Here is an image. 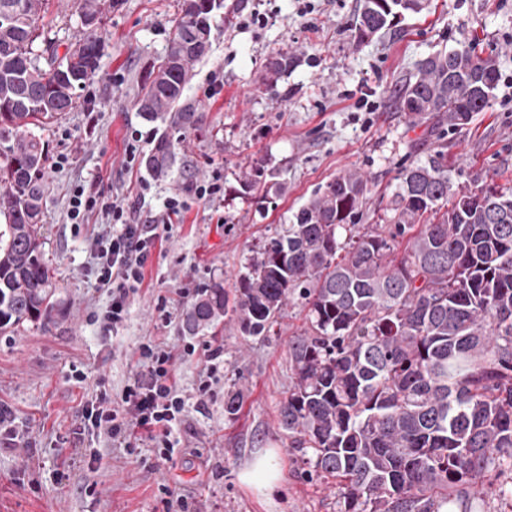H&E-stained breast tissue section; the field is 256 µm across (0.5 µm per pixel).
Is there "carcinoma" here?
Listing matches in <instances>:
<instances>
[{
    "label": "carcinoma",
    "mask_w": 512,
    "mask_h": 512,
    "mask_svg": "<svg viewBox=\"0 0 512 512\" xmlns=\"http://www.w3.org/2000/svg\"><path fill=\"white\" fill-rule=\"evenodd\" d=\"M47 0H0V331L46 326L55 288L41 252L47 153L40 132L77 105L101 52L97 23L114 0H74L94 25L59 53L41 27ZM223 0H183L166 55L137 97L141 116L179 128L203 115L181 105L192 67L212 46ZM427 0H360L362 45L420 13ZM294 63L272 56L266 84ZM492 57L470 46L418 65L403 108L459 127L483 111L496 86ZM176 155L160 135L144 158L166 178ZM255 167L244 191L263 188ZM366 181L348 173L318 190L295 222L275 229L247 259L235 288L206 285L190 304L191 336L228 319L268 338L283 306L307 310L288 341L292 382L278 425L310 480H334L336 512H471L470 497L512 499V194L491 184L451 192L444 151L402 173L392 223L355 232ZM244 391L224 395L237 418Z\"/></svg>",
    "instance_id": "obj_1"
}]
</instances>
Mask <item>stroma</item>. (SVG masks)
Instances as JSON below:
<instances>
[{
	"label": "stroma",
	"mask_w": 512,
	"mask_h": 512,
	"mask_svg": "<svg viewBox=\"0 0 512 512\" xmlns=\"http://www.w3.org/2000/svg\"><path fill=\"white\" fill-rule=\"evenodd\" d=\"M182 0H118L103 15L102 56L80 104L43 131L48 145L44 179L43 252L56 287L55 322L0 333V407L29 438L25 448L0 449V512H336L334 490L301 473L278 427V402L291 383L288 341L305 312L284 305L271 339L241 336L221 322L217 335H198L196 352L175 371L194 396L206 366L203 345L223 349L224 368L205 405H189L170 440L172 461L156 444L135 453L110 447L105 437L80 431L84 404L105 383L119 393L135 365L136 346L155 336L175 349L186 342L189 303L178 290L199 291L214 281L233 288L245 259L310 196L348 172L368 182L362 227L389 223L390 204L406 167L426 165L447 143L453 192L475 180L512 191V0H430L397 29L356 45L350 32L359 0H224L236 15L217 25L207 57L193 66L183 101L204 115L201 128L175 130L174 173L154 179L125 168L126 140L150 149L164 127L144 120L135 101L152 67L163 58ZM263 25L241 26L249 16ZM472 45L494 58L499 79L488 106L444 136L404 112L399 97L419 63L440 50ZM296 62L272 87L263 77L271 56ZM222 71L224 84L209 76ZM273 173L267 194L244 192L239 177L254 165ZM220 178L224 194L198 199L193 188ZM116 196L149 224L179 196L181 215L162 250L153 251L145 280L126 319L106 330L92 319L111 301L99 288L90 247L105 219L68 224L65 211L76 186ZM166 299L170 325L156 305ZM246 394L235 420L224 418V393ZM261 448L278 451L282 481L271 497L242 485L240 471Z\"/></svg>",
	"instance_id": "obj_1"
}]
</instances>
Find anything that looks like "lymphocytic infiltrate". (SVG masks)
<instances>
[{
    "mask_svg": "<svg viewBox=\"0 0 512 512\" xmlns=\"http://www.w3.org/2000/svg\"><path fill=\"white\" fill-rule=\"evenodd\" d=\"M106 213L109 222L91 244L96 279L111 290L112 303L101 319L107 324L125 320L132 300L144 280L147 258L158 242L168 239L172 226L134 224L119 201L76 188L69 198L70 223H86L94 211ZM137 360L118 401L99 390L86 407L85 422L104 434L111 444L134 451L137 442L170 436L181 421L186 400L175 379V357L161 341L148 336L140 341Z\"/></svg>",
    "mask_w": 512,
    "mask_h": 512,
    "instance_id": "1",
    "label": "lymphocytic infiltrate"
}]
</instances>
